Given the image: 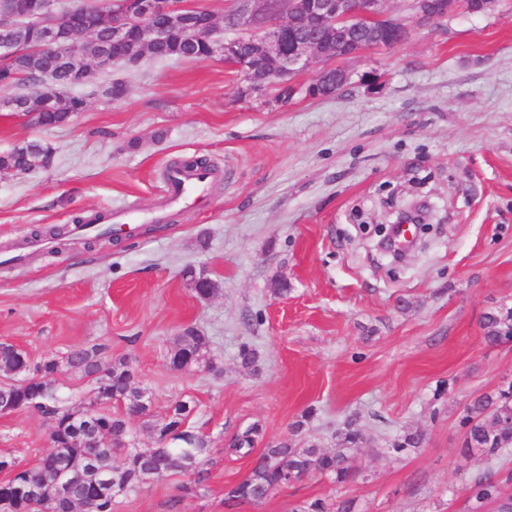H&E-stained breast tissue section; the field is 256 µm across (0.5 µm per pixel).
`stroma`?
Segmentation results:
<instances>
[{
    "instance_id": "obj_1",
    "label": "stroma",
    "mask_w": 512,
    "mask_h": 512,
    "mask_svg": "<svg viewBox=\"0 0 512 512\" xmlns=\"http://www.w3.org/2000/svg\"><path fill=\"white\" fill-rule=\"evenodd\" d=\"M347 67L336 96L281 105L274 85L240 97L221 58L148 59L97 74L67 124L0 111V150L52 149L48 168L0 176V342L34 363L84 344L104 345L107 363L129 357L153 415L194 399L188 429L212 448L202 495L182 496L181 473L117 497L112 512H303L316 499L468 512L465 485L493 469L464 454L460 419L467 401L512 381V343L483 330L512 305V0L413 23L406 42ZM117 80L125 94L105 96ZM188 158L215 171L206 200L163 208L165 171ZM392 195L427 198L435 227L400 264L368 235L391 222ZM129 206L146 216L132 234L91 244L74 231ZM54 226L67 236L34 238ZM189 265L218 293H194ZM188 326L207 336L214 370L170 366ZM244 344L257 353L250 368ZM352 418L366 437L353 481L313 473L262 504H225L267 446L332 451ZM253 424L250 453L233 450ZM416 429L422 447L389 453ZM50 433L37 412L0 415V454L34 464Z\"/></svg>"
}]
</instances>
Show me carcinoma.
<instances>
[{
  "instance_id": "cac0c4a2",
  "label": "carcinoma",
  "mask_w": 512,
  "mask_h": 512,
  "mask_svg": "<svg viewBox=\"0 0 512 512\" xmlns=\"http://www.w3.org/2000/svg\"><path fill=\"white\" fill-rule=\"evenodd\" d=\"M13 41L12 53L0 55V83L7 82L10 88L19 89L35 84L40 66L50 63L51 59L34 53L36 33L31 29H17ZM209 54V42L198 40L190 43L178 33L154 47V55L159 60H200L208 58ZM84 105V96L77 95L70 100L60 99L35 114L26 108H18L14 110V114L19 117L31 115L41 126H57L67 122L73 113L83 111ZM51 154V148L38 141L16 144L0 151V173L20 175L44 168L49 163ZM183 276L191 288L202 295H212L219 289L216 281L201 278L190 266L184 268ZM510 324L511 307L488 314L483 325L485 338L491 343L512 342V335H500ZM104 350L103 344L74 346L60 359L52 356L40 362L44 375L37 378L28 374L29 360L26 354L6 344L0 350V376L17 380L25 377L28 390L35 393L41 391L47 383L56 381L53 372L61 364L81 379L93 376L97 372ZM207 353V337L194 327H186L174 341L169 362L178 371L209 370L212 368V361ZM136 379V371L128 361L119 359L110 365L107 380L111 389V400L109 404L102 406V420L112 427L117 444L115 448H89L84 439L72 430V415L81 411V405L72 406L64 399L37 405V413L56 417L57 427L51 435L55 452L43 456L30 468L31 481L38 483L45 473L59 474L70 467L81 466L93 452L98 458L99 467L106 471H116V477L125 484L126 489L132 491L159 474L166 476L180 471L184 466V459L192 456L200 467L194 472L193 480L182 486V491L186 495L200 494L209 479L205 465L210 446L206 437L186 430L189 418L197 409L195 400H176L161 419L153 418L149 409H144L142 428L152 435L163 437L158 447L136 449L132 452L119 447L121 439L128 438L125 425L130 415L139 409L144 394ZM114 405L122 407V411H112ZM460 424L466 429V453L477 451L487 459L494 460L501 453L512 449V384L477 397L461 417ZM259 433L258 425L247 427L233 443V448L239 451L252 446ZM422 440L423 432L416 430L391 444L390 452L400 456L419 447ZM363 443V433L354 419L345 423L342 447L334 452L323 451L314 444L302 449L292 448L286 443L270 445L258 458L250 473L232 491L226 493V500L259 504L271 492L290 484L292 479L308 471H316L337 484H343L356 473L354 453ZM511 483L512 474L500 470H489L474 477L464 488L468 510L472 512L480 505L484 508L495 506L500 512H509L512 509V493L508 492ZM85 493L86 490L77 488L72 493V499L55 504H40L33 508V512H40L42 509L46 512H69L73 508V502L82 500ZM302 512H350V506L345 502L336 504L317 499L310 502Z\"/></svg>"
}]
</instances>
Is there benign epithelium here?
<instances>
[{"instance_id":"7a95c632","label":"benign epithelium","mask_w":512,"mask_h":512,"mask_svg":"<svg viewBox=\"0 0 512 512\" xmlns=\"http://www.w3.org/2000/svg\"><path fill=\"white\" fill-rule=\"evenodd\" d=\"M498 0H413L414 15L421 25L433 24L461 12L490 14ZM389 0H231L224 11V26L219 27L213 13L197 5L196 16L188 19L178 0H109L105 15L110 18L108 35H98L84 4L67 6L71 23L60 28L52 22L57 12L55 0H6V15L0 21V54L13 48L12 29L16 23L37 21L40 55L53 57V65L42 72L36 93L37 106L44 108L63 97H73V89L89 85L99 72L120 65L112 56V44L136 33L145 46L166 41L170 32L181 28L190 39H203L211 44V57H220L233 65L243 76L241 96L257 93L270 85L288 88L292 94H305L308 85L294 78L317 62L322 70L335 68V63L360 56L367 50L392 48L404 43L410 35L409 25L396 18L388 8ZM380 23L386 33L384 40L363 44L354 40L363 21ZM256 44L270 65L262 80L255 77L252 57L240 54L241 41ZM91 49L93 62L87 67L75 65V56L83 48ZM401 224L381 226L377 249L385 256L399 260L418 248L412 237L405 249L395 247L394 236ZM83 470H73L62 481L55 482V496L69 497L73 487L85 483ZM21 500H37L43 489L23 482L9 488ZM116 494L112 475L96 472L93 494L83 510L92 512L94 505Z\"/></svg>"}]
</instances>
